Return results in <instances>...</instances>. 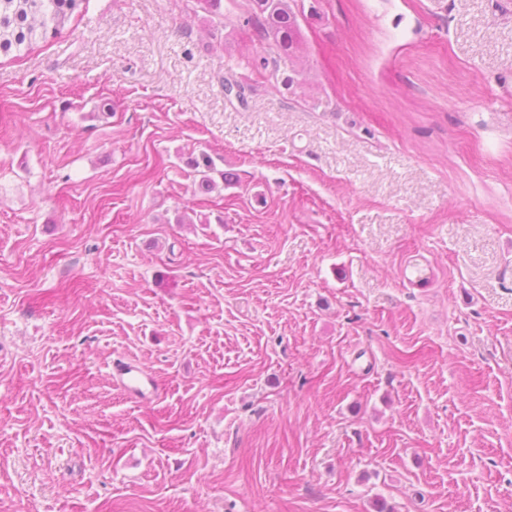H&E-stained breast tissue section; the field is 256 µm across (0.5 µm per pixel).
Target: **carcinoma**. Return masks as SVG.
Returning a JSON list of instances; mask_svg holds the SVG:
<instances>
[{"label":"carcinoma","mask_w":512,"mask_h":512,"mask_svg":"<svg viewBox=\"0 0 512 512\" xmlns=\"http://www.w3.org/2000/svg\"><path fill=\"white\" fill-rule=\"evenodd\" d=\"M83 0H0V55L27 51L37 30L57 34L64 28ZM244 9L245 23L256 28L271 52L291 55L301 51V21L305 20L304 0H230ZM210 160L197 171L198 189L212 190L216 182Z\"/></svg>","instance_id":"obj_1"}]
</instances>
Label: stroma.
<instances>
[{
  "label": "stroma",
  "mask_w": 512,
  "mask_h": 512,
  "mask_svg": "<svg viewBox=\"0 0 512 512\" xmlns=\"http://www.w3.org/2000/svg\"><path fill=\"white\" fill-rule=\"evenodd\" d=\"M305 7L0 57V512H512V0ZM243 7L246 25L256 28L267 42L269 51L294 54L302 47L299 39L301 21L305 20L304 0H230ZM112 375L116 386L132 400L150 401L159 389L155 378L132 361L116 360Z\"/></svg>",
  "instance_id": "stroma-1"
}]
</instances>
